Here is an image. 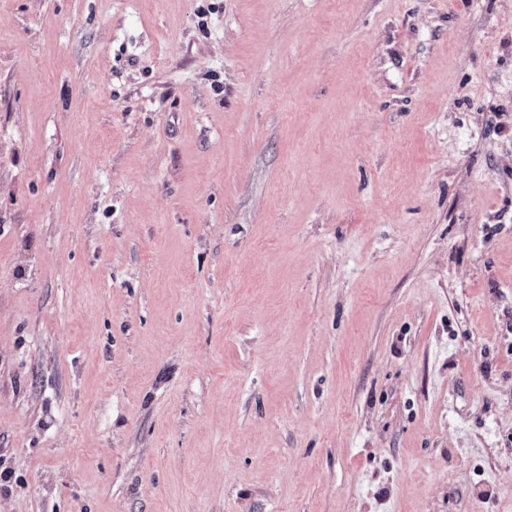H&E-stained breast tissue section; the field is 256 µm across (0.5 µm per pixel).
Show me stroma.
I'll use <instances>...</instances> for the list:
<instances>
[{
    "label": "stroma",
    "mask_w": 512,
    "mask_h": 512,
    "mask_svg": "<svg viewBox=\"0 0 512 512\" xmlns=\"http://www.w3.org/2000/svg\"><path fill=\"white\" fill-rule=\"evenodd\" d=\"M0 512H512V0H0Z\"/></svg>",
    "instance_id": "stroma-1"
}]
</instances>
